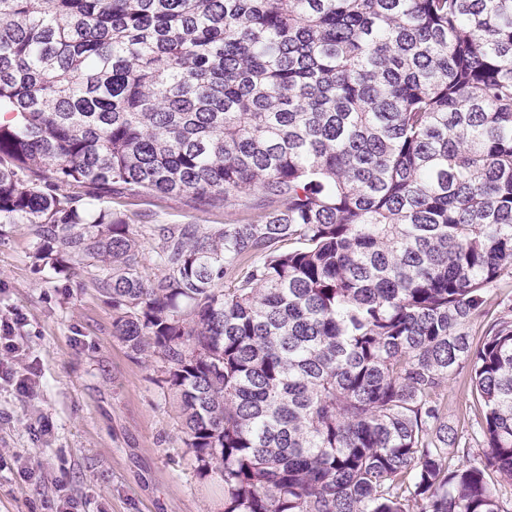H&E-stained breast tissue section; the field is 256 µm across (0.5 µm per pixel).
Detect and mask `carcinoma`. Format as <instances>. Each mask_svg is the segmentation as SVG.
<instances>
[{"label":"carcinoma","instance_id":"carcinoma-1","mask_svg":"<svg viewBox=\"0 0 512 512\" xmlns=\"http://www.w3.org/2000/svg\"><path fill=\"white\" fill-rule=\"evenodd\" d=\"M76 184L242 216L151 278ZM0 224L101 271L224 512H508L512 320L467 326L512 275V0H0ZM471 384L467 368L459 370L454 380L448 386V424L457 430L461 437V443L467 444L472 448L476 455L481 453L482 449L476 439V427L474 425V407L471 399Z\"/></svg>","mask_w":512,"mask_h":512}]
</instances>
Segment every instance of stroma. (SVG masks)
<instances>
[{
  "label": "stroma",
  "instance_id": "obj_1",
  "mask_svg": "<svg viewBox=\"0 0 512 512\" xmlns=\"http://www.w3.org/2000/svg\"><path fill=\"white\" fill-rule=\"evenodd\" d=\"M76 193L126 219L151 276L158 269L150 225L236 218L230 208L199 209L142 190ZM37 243L31 225L0 224V316L23 314L15 341L35 372L28 393L0 381V512H52L61 492L79 512H217L223 489L195 472L179 403L159 383L160 357L134 353L114 335L97 268L56 273L36 263ZM470 390L468 371L459 370L448 387V423L477 453Z\"/></svg>",
  "mask_w": 512,
  "mask_h": 512
}]
</instances>
